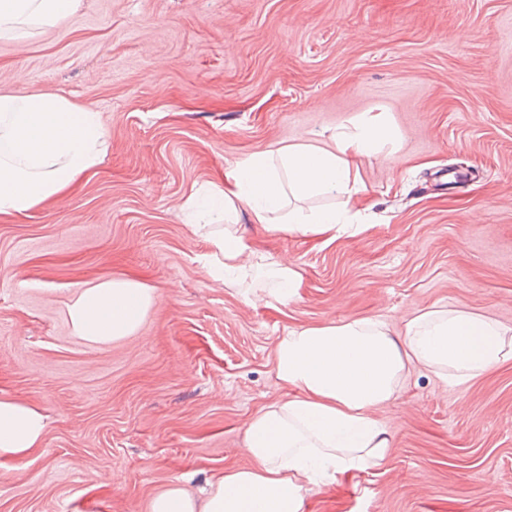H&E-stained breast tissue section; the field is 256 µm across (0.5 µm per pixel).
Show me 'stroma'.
<instances>
[{
  "label": "stroma",
  "mask_w": 512,
  "mask_h": 512,
  "mask_svg": "<svg viewBox=\"0 0 512 512\" xmlns=\"http://www.w3.org/2000/svg\"><path fill=\"white\" fill-rule=\"evenodd\" d=\"M92 106L101 162L59 202L0 218V395L48 417L0 463V512H146L181 480L247 464L248 418L282 399L288 330L439 306L512 326V0H79L58 27L0 39V87ZM385 113L390 158L363 161L369 208L334 240L270 232L294 301L216 283L188 195L255 151L324 147ZM131 276L157 301L130 337L92 346L66 301ZM375 417L382 466L307 485L302 512H512V360L450 386L411 369Z\"/></svg>",
  "instance_id": "1"
}]
</instances>
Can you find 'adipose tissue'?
Here are the masks:
<instances>
[{"label": "adipose tissue", "instance_id": "obj_1", "mask_svg": "<svg viewBox=\"0 0 512 512\" xmlns=\"http://www.w3.org/2000/svg\"><path fill=\"white\" fill-rule=\"evenodd\" d=\"M76 0H0V38L24 41L57 27ZM105 128L94 108L54 92L0 90V217L25 213L65 197L101 161ZM395 132L384 113L367 112L340 126L330 146L299 142L258 151L224 173L222 187L200 209L222 220L209 234L218 254L213 279L227 285L262 272L270 299L297 295L293 262L251 250L235 226L240 207L272 231L336 239L358 206L357 164L379 157ZM333 196L342 209L304 208ZM157 300L134 277L86 283L66 304L75 336L97 346L133 335ZM512 360V328L459 308H433L406 318L393 336L382 317L289 330L276 351V377L295 393L259 409L245 423L249 465L225 470L197 498L172 482L148 512H301L305 485L382 464L391 447L374 416L410 368L460 386ZM46 417L33 404L0 396V460L20 462L42 444Z\"/></svg>", "mask_w": 512, "mask_h": 512}]
</instances>
